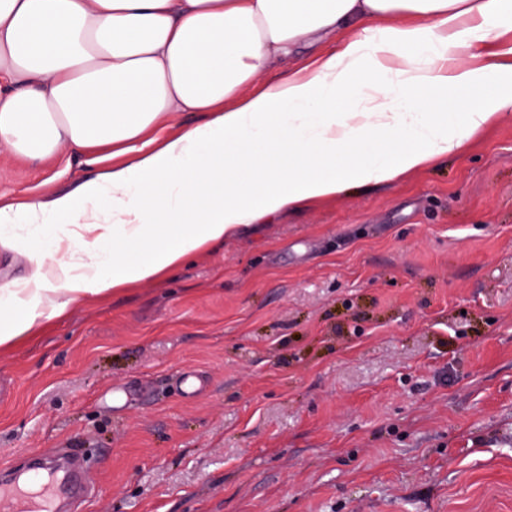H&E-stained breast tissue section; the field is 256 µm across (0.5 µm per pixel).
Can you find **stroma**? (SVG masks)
<instances>
[{
  "instance_id": "1",
  "label": "stroma",
  "mask_w": 512,
  "mask_h": 512,
  "mask_svg": "<svg viewBox=\"0 0 512 512\" xmlns=\"http://www.w3.org/2000/svg\"><path fill=\"white\" fill-rule=\"evenodd\" d=\"M97 172L0 147V200ZM60 448L85 512H512V113L0 348V466Z\"/></svg>"
}]
</instances>
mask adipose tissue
I'll return each instance as SVG.
<instances>
[{
	"label": "adipose tissue",
	"mask_w": 512,
	"mask_h": 512,
	"mask_svg": "<svg viewBox=\"0 0 512 512\" xmlns=\"http://www.w3.org/2000/svg\"><path fill=\"white\" fill-rule=\"evenodd\" d=\"M503 27L512 0H0V147L127 158L76 193L0 205V246L31 262L0 283V346L262 219L459 151L512 112V64L459 61ZM339 31L338 52L258 85ZM174 112L206 120L145 148Z\"/></svg>",
	"instance_id": "obj_1"
}]
</instances>
